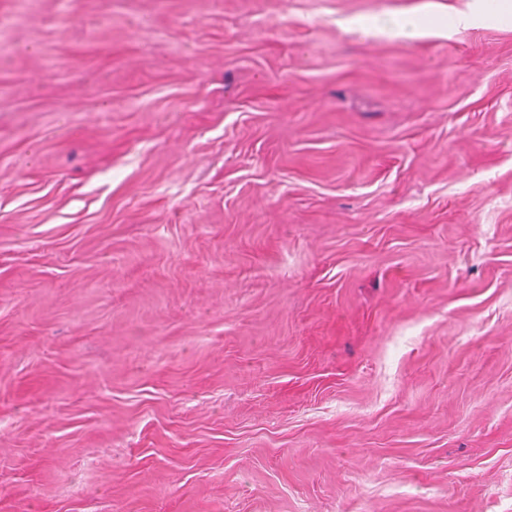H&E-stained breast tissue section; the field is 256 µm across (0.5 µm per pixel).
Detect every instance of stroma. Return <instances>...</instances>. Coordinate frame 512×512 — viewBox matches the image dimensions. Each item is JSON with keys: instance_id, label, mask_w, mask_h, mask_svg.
<instances>
[{"instance_id": "stroma-1", "label": "stroma", "mask_w": 512, "mask_h": 512, "mask_svg": "<svg viewBox=\"0 0 512 512\" xmlns=\"http://www.w3.org/2000/svg\"><path fill=\"white\" fill-rule=\"evenodd\" d=\"M469 2L0 0V512H512Z\"/></svg>"}]
</instances>
